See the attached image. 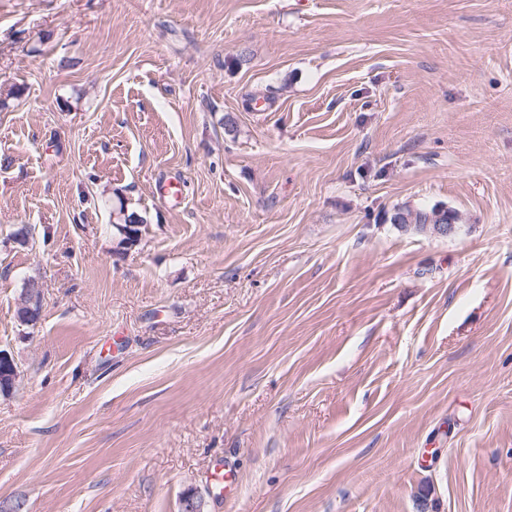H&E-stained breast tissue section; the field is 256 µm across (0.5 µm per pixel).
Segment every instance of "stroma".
<instances>
[{
  "instance_id": "obj_1",
  "label": "stroma",
  "mask_w": 512,
  "mask_h": 512,
  "mask_svg": "<svg viewBox=\"0 0 512 512\" xmlns=\"http://www.w3.org/2000/svg\"><path fill=\"white\" fill-rule=\"evenodd\" d=\"M0 349L22 512H512V0H0ZM448 217V208L444 207L419 208L416 210H411L408 207H397L391 216V223L400 229L412 227L418 232L430 233H432V224H436L435 235L451 237L457 232L459 224L458 221ZM439 221L448 224H438ZM19 375L12 356L5 350H0V393L1 390L11 392L18 381Z\"/></svg>"
}]
</instances>
